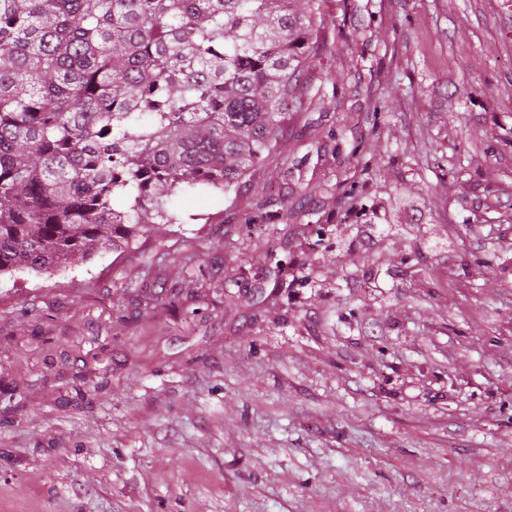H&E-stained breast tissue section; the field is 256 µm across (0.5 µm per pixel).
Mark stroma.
<instances>
[{"label":"stroma","instance_id":"stroma-1","mask_svg":"<svg viewBox=\"0 0 512 512\" xmlns=\"http://www.w3.org/2000/svg\"><path fill=\"white\" fill-rule=\"evenodd\" d=\"M319 11L236 191L0 275V512H512V10Z\"/></svg>","mask_w":512,"mask_h":512}]
</instances>
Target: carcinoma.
<instances>
[{
  "mask_svg": "<svg viewBox=\"0 0 512 512\" xmlns=\"http://www.w3.org/2000/svg\"><path fill=\"white\" fill-rule=\"evenodd\" d=\"M318 0H0V274L119 252L226 193L301 104Z\"/></svg>",
  "mask_w": 512,
  "mask_h": 512,
  "instance_id": "obj_1",
  "label": "carcinoma"
}]
</instances>
